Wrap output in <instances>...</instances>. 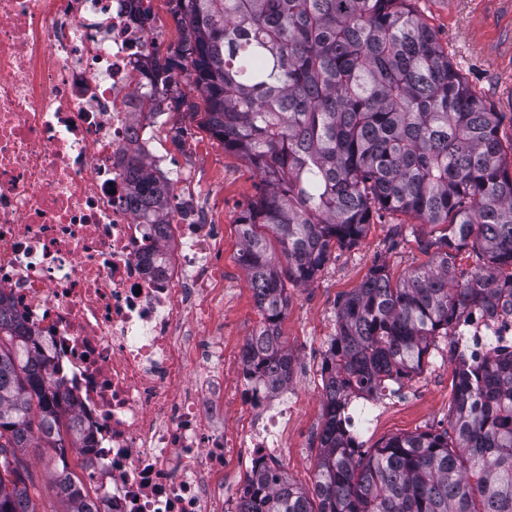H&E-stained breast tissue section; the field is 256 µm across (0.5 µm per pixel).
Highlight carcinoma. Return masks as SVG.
<instances>
[{
	"mask_svg": "<svg viewBox=\"0 0 512 512\" xmlns=\"http://www.w3.org/2000/svg\"><path fill=\"white\" fill-rule=\"evenodd\" d=\"M417 0H169L183 30L175 55L153 58L151 96L183 85L205 108L200 126L243 155L263 183L238 220L239 261L262 322L244 361L269 391L288 387L292 357L279 332L285 281L305 285L333 249L358 243L372 220L405 215L438 230L420 239L430 262L392 281L376 265L343 300L322 373L324 421L315 497L285 470H253L240 512H512V356L455 368L449 430L395 435L367 455L350 446L347 396L380 394L420 369L450 319L512 297V145L448 57ZM152 223L173 189L129 162ZM276 241L279 251L271 248ZM482 257L466 278L457 253ZM0 299V512H39L19 466L22 448L54 450L66 512H95L64 464L76 415Z\"/></svg>",
	"mask_w": 512,
	"mask_h": 512,
	"instance_id": "1",
	"label": "carcinoma"
}]
</instances>
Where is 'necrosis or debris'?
Here are the masks:
<instances>
[{"label":"necrosis or debris","instance_id":"4bbe7bcc","mask_svg":"<svg viewBox=\"0 0 512 512\" xmlns=\"http://www.w3.org/2000/svg\"><path fill=\"white\" fill-rule=\"evenodd\" d=\"M154 51L127 0H0V293L76 411L102 512H235L224 475L243 451L276 468L288 399L252 370L225 384L218 225L176 199L144 221L123 160L167 164L135 65ZM448 334L458 362L511 353L512 306L470 308ZM397 394L351 395L353 443Z\"/></svg>","mask_w":512,"mask_h":512}]
</instances>
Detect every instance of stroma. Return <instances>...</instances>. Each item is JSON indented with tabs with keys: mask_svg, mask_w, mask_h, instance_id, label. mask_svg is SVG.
I'll return each instance as SVG.
<instances>
[{
	"mask_svg": "<svg viewBox=\"0 0 512 512\" xmlns=\"http://www.w3.org/2000/svg\"><path fill=\"white\" fill-rule=\"evenodd\" d=\"M418 8L447 47L454 65L497 112L503 144L512 143V63L483 55L479 49L480 42L493 37L504 23L501 6L493 2L484 6L480 0H419ZM200 101L198 93H188L186 106L156 122L154 136L159 149L173 152L179 164L186 166L189 178L184 192L196 194L198 206L210 223L221 227L214 286L224 294V357L228 369L234 370L241 349L261 321L239 261L242 244L237 223L241 212L260 195L262 185L247 159L226 150L223 142L201 128L200 115L192 111ZM172 121L187 130L178 150L167 137ZM424 232V226H402L394 217L374 221L355 246L334 250L313 281L287 287L288 311L279 331L293 357V378L287 391L291 407L288 446L280 459L289 477L306 489H313L315 484L312 462L318 452L324 413L322 366L329 341L336 334L339 306L373 266H385L397 280L427 265L430 256L417 241ZM453 376L448 341L436 338L421 369L405 378L400 399L365 435L364 451L394 435L446 429L455 400ZM19 457L40 490L42 512H63L64 505L50 485L45 465L48 450L29 448Z\"/></svg>",
	"mask_w": 512,
	"mask_h": 512,
	"instance_id": "35a3bbf8",
	"label": "stroma"
}]
</instances>
